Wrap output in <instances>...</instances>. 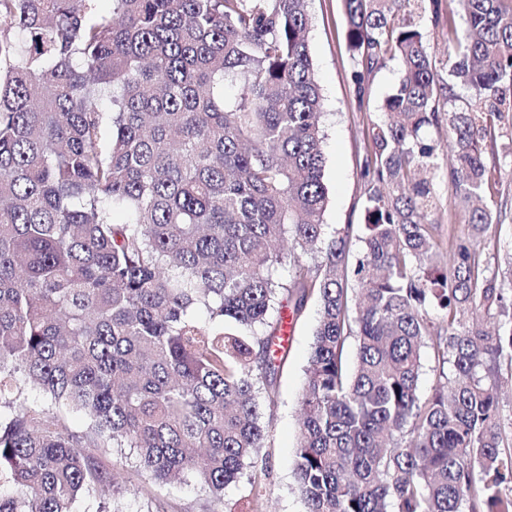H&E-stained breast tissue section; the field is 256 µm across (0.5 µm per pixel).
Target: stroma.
<instances>
[{
    "label": "stroma",
    "instance_id": "obj_1",
    "mask_svg": "<svg viewBox=\"0 0 512 512\" xmlns=\"http://www.w3.org/2000/svg\"><path fill=\"white\" fill-rule=\"evenodd\" d=\"M311 16L309 46L324 99L321 119L325 156L324 183L329 204L324 215L328 228H349L351 254H358L365 232L364 201L367 185L362 169L367 155L368 134L380 117L386 97L400 76V65L389 61L370 80L364 99H357L351 79L353 62L346 40V18L342 0H308ZM494 167V180L488 190L496 202L494 220L478 240V249L489 261L490 272L512 249V157L505 153L488 157ZM439 206L432 215L435 238L447 246L449 237L467 232L468 213L458 206L446 167L433 177ZM319 316V304L309 300L293 330L280 368L275 375L276 397L264 410L269 439L259 454L266 469L265 490L259 512H304L305 505L296 489L293 468L300 416L299 394ZM98 454L106 465H117L126 488L115 497L99 491L79 498L76 512H244L251 497V486L240 480L224 491L223 503L213 502L193 478L158 485L139 467L136 454L127 448H102Z\"/></svg>",
    "mask_w": 512,
    "mask_h": 512
}]
</instances>
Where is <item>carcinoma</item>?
Masks as SVG:
<instances>
[{"label":"carcinoma","instance_id":"cac0c4a2","mask_svg":"<svg viewBox=\"0 0 512 512\" xmlns=\"http://www.w3.org/2000/svg\"><path fill=\"white\" fill-rule=\"evenodd\" d=\"M343 6L359 98L386 61L402 66L371 128L352 266L349 229L323 224L307 0H0V512L121 491L91 452L109 446L158 484L191 476L222 501L246 476L261 499L247 470L268 437L273 342L311 298L305 512H512L496 394L512 261L500 282L473 244L494 218L483 132L512 112V0H458L446 83L421 0ZM428 21L454 31L440 0ZM459 87L475 98L456 110ZM444 111L446 148L422 135ZM447 149L458 204L481 205L443 252L426 173ZM291 250L314 263L284 282ZM428 347L449 370L423 397ZM28 390L43 403L24 405Z\"/></svg>","mask_w":512,"mask_h":512}]
</instances>
